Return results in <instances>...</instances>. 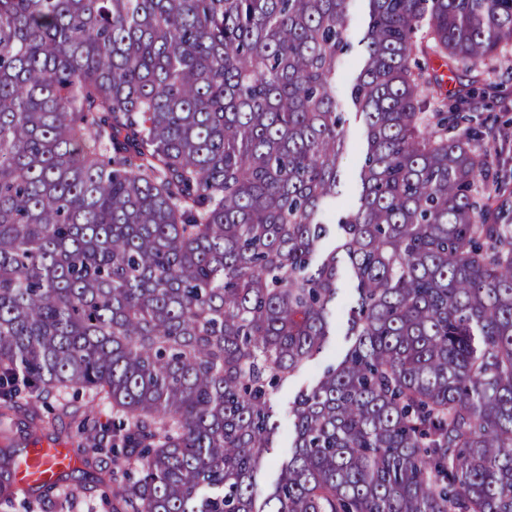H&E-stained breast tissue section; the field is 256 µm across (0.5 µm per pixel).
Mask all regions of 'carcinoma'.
<instances>
[{
  "label": "carcinoma",
  "instance_id": "cac0c4a2",
  "mask_svg": "<svg viewBox=\"0 0 512 512\" xmlns=\"http://www.w3.org/2000/svg\"><path fill=\"white\" fill-rule=\"evenodd\" d=\"M365 2L329 222L350 0H0V500L68 512L64 473L17 487L8 412L81 389L118 414L82 459L123 470L111 512H512V224L414 57H500L512 0ZM347 268L352 344L261 499ZM367 19V4L362 0H351L348 16V34L352 43V51L347 61L336 72V95L339 109L346 113L347 123L344 127L346 150L342 159L341 169L345 183L343 197L336 200V207L328 214L332 220L341 211L342 204L350 200L356 189V174L361 161V145L364 141V127L352 103L345 95V88L356 75L363 52L362 39Z\"/></svg>",
  "mask_w": 512,
  "mask_h": 512
}]
</instances>
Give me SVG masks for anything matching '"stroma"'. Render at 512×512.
<instances>
[{
    "label": "stroma",
    "mask_w": 512,
    "mask_h": 512,
    "mask_svg": "<svg viewBox=\"0 0 512 512\" xmlns=\"http://www.w3.org/2000/svg\"><path fill=\"white\" fill-rule=\"evenodd\" d=\"M367 19L365 0H351L348 16V34L352 51L347 61L336 73V95L340 110L344 111L347 123L344 127L346 150L341 169L345 183L344 196L352 198L356 189V174L361 161V145L364 141V127L345 88L355 76L359 67L363 47L361 38ZM457 81L484 89L485 96L465 105L462 113L466 120L460 126L466 132L476 149H488V166L499 190H486L483 200L493 212L497 223L512 224V71L506 64H485L455 71ZM339 297L342 305L338 312L337 333L330 338L319 357L301 371L289 378L283 389L274 398V409L280 422L275 436L274 446L268 454L267 464L257 475L259 494H266L276 477L278 467L288 457V445L291 435L289 405L295 397L309 390L316 382L321 369L340 360L350 346L346 335L348 318L347 302L354 295V281L344 276L339 283ZM85 396H52L45 400L31 401L21 399L14 411V417L20 427L15 432L16 440H23V429L31 414L48 419L60 415L64 406L85 404ZM68 486L76 493L72 512H107L103 502L105 494L111 493V481L100 478L98 469L77 465L70 471Z\"/></svg>",
    "instance_id": "stroma-1"
}]
</instances>
